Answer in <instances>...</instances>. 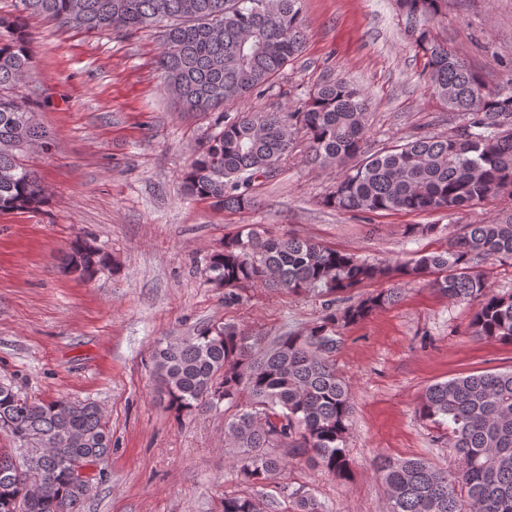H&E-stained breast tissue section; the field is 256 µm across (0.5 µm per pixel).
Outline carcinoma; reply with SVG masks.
Returning <instances> with one entry per match:
<instances>
[{
	"label": "carcinoma",
	"mask_w": 512,
	"mask_h": 512,
	"mask_svg": "<svg viewBox=\"0 0 512 512\" xmlns=\"http://www.w3.org/2000/svg\"><path fill=\"white\" fill-rule=\"evenodd\" d=\"M15 0L0 14V213L32 212L48 192L27 164L29 153L53 145L52 133L20 91L29 73V37L21 17L42 16L60 27L131 35L157 27L165 90L185 112L217 114L215 131L194 149L181 174L193 199L240 211L253 205L259 178L272 173L307 140L305 160L342 171L325 205L343 212L430 213L466 210L512 195V87H488L483 75L426 28L416 47L440 101L465 120L448 135H420L360 158L368 130V97L344 80L324 82L293 112L252 110L231 116L224 105L270 88L304 44L302 0ZM406 17L434 19L448 0H397ZM512 260V215L464 224L436 252L367 262L296 235H273L251 224L224 237L204 268L205 282L224 289V306L247 291L277 288L314 293L323 317L300 332L271 339L211 324L187 338L155 344L151 354L160 399L177 417L223 410L238 480L263 485L288 462L277 449L352 477L346 448L352 395L336 371V333L397 303L401 289L381 288L351 303L345 295L373 283L424 281L452 302L475 305L469 332L512 344V292L491 288L479 265ZM107 267L105 252L74 242L61 271L92 278ZM419 416L448 429L458 465L442 470L426 459L378 458L387 512H512V368L472 372L428 386ZM0 421L16 440L37 447L14 455L0 449V512H81L93 485L73 481L69 463L112 451L104 414L92 401L21 396L0 384ZM69 431L75 441L55 446ZM283 492L295 512H322L299 490ZM224 512H264L259 501L224 497Z\"/></svg>",
	"instance_id": "1"
}]
</instances>
